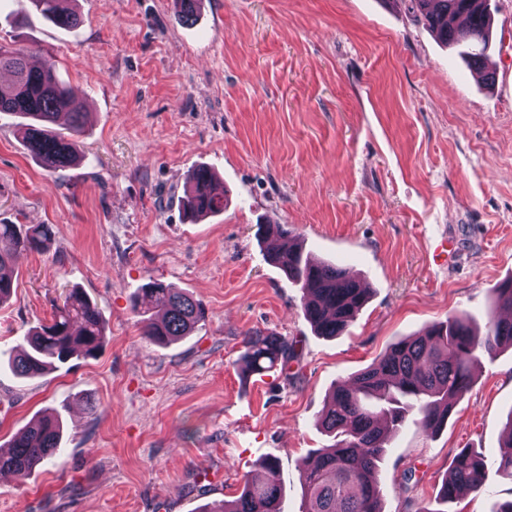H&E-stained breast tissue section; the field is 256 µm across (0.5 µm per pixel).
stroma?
<instances>
[{
	"mask_svg": "<svg viewBox=\"0 0 512 512\" xmlns=\"http://www.w3.org/2000/svg\"><path fill=\"white\" fill-rule=\"evenodd\" d=\"M495 9L484 85L411 0H76L59 29L27 0H0V43L56 71L88 117L83 160L45 169L0 116V220L50 225V249L19 252L0 306V351L82 289L107 323L94 358L18 384L0 372V446L60 414L59 454L25 482L0 477V512H198L279 463L285 512L300 468L331 439L318 426L335 383L390 345L464 311L484 324L512 279V0ZM224 182L222 213L189 221L190 170ZM261 224H284L312 259L369 286L347 331L316 335L301 289L265 258ZM448 236L447 260L434 255ZM157 280L201 300L192 335L156 345L133 300ZM284 336L285 367L244 382L247 332ZM512 420V350L483 358L447 425L409 415L380 463L383 512H496ZM484 459L485 490L440 498L453 456Z\"/></svg>",
	"mask_w": 512,
	"mask_h": 512,
	"instance_id": "obj_1",
	"label": "stroma"
}]
</instances>
